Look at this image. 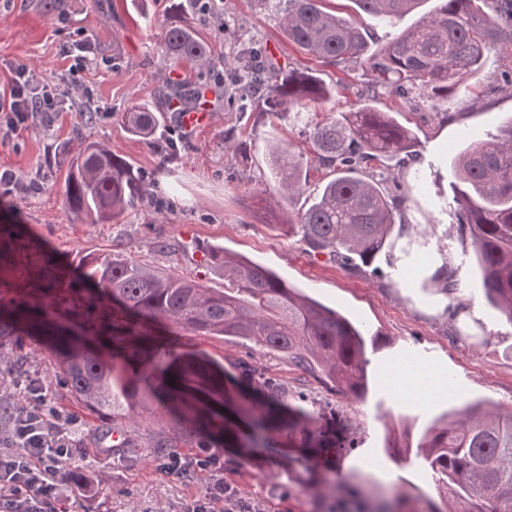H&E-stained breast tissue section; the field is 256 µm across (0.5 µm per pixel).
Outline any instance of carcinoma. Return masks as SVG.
<instances>
[{
	"label": "carcinoma",
	"instance_id": "cac0c4a2",
	"mask_svg": "<svg viewBox=\"0 0 512 512\" xmlns=\"http://www.w3.org/2000/svg\"><path fill=\"white\" fill-rule=\"evenodd\" d=\"M254 2L275 11L288 41L305 53L338 67L360 59L371 74L360 105L310 134L313 154L334 178L289 222L307 245L343 265L370 264L391 247L408 190L390 193L364 174L382 158L402 155L409 167L419 161L414 134L372 101L384 92L406 102L425 96L448 103L456 84L485 65L489 49L512 46V0H438L434 11L376 49L367 42L361 16L392 26L424 0H353L357 16L348 18L323 11L321 0ZM161 48L171 66L186 62L203 68L211 61L208 44L175 22L166 26ZM224 73L241 101L257 112L332 97V89L305 70H272L253 46L224 58ZM123 123L145 142H157L160 121L150 105H134ZM470 140L456 159L460 234L471 242L488 301L512 322V119L498 134ZM272 155L279 196L302 195V156L291 145L273 147ZM64 187L67 212L94 223L115 220L145 195L134 166L92 142L70 158ZM206 257L224 271L228 287L208 288L110 250L88 251L78 261L81 274L67 283L88 296V317L54 322V304L45 301L1 305L0 340L18 335L21 327L52 337L65 368L62 388L98 415L126 418L141 403L155 402L175 424L173 435L156 440L161 455L181 439L190 445L204 433L225 438L224 386L234 380L203 357L151 352L147 325L152 323L197 336L248 339L288 355L299 368L320 372L355 397L366 392L365 331L244 256L210 245ZM249 380L255 395L234 405L248 445L272 449L283 430L312 438L310 417L279 402L277 386L264 370H251ZM422 448L433 472L448 480V512H512L511 409L464 402L455 418L428 429Z\"/></svg>",
	"mask_w": 512,
	"mask_h": 512
}]
</instances>
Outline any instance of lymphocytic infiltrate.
I'll use <instances>...</instances> for the list:
<instances>
[{
	"label": "lymphocytic infiltrate",
	"mask_w": 512,
	"mask_h": 512,
	"mask_svg": "<svg viewBox=\"0 0 512 512\" xmlns=\"http://www.w3.org/2000/svg\"><path fill=\"white\" fill-rule=\"evenodd\" d=\"M55 107L52 93L14 88L9 98H0V110L9 109L11 114L5 135L21 130L32 114H45ZM13 438L14 447L0 448V512H67L70 495L61 487L57 468L61 462L76 459L78 449L69 447L59 423L38 403L16 407ZM217 465L214 457L196 455L170 458L167 468L182 477L192 472L215 475ZM201 512H241V506L215 475Z\"/></svg>",
	"instance_id": "f902f5d3"
}]
</instances>
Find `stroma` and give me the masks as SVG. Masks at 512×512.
I'll use <instances>...</instances> for the list:
<instances>
[{"label": "stroma", "instance_id": "35a3bbf8", "mask_svg": "<svg viewBox=\"0 0 512 512\" xmlns=\"http://www.w3.org/2000/svg\"><path fill=\"white\" fill-rule=\"evenodd\" d=\"M224 19L221 25L214 22L197 0H0V88L10 89L25 71L36 88L59 101L51 121L33 117L27 128L0 139V170L38 182L36 189L0 198V224L26 228L25 238L0 242V253L14 267L0 298L36 288L30 271L38 247L65 273L82 252L111 249L219 289L224 276L205 264L206 246L220 245L267 266L378 335L379 344L367 350V391L357 398L248 340L153 325L160 348L203 356L238 378L251 367L264 368L284 404L321 422L325 449L290 472L270 460H250L243 449L210 444L225 484L250 512H426L431 505L445 512L448 488L419 448L425 432L464 398L512 409V323L487 302L473 250L459 235L451 167L452 157L468 144L467 132L494 134L512 119V96L494 90L497 78L512 71V48L492 49L486 65L456 86L447 111L433 110L423 98L411 105L379 98L377 108L395 113L414 133L425 185L410 195L406 228L395 249L351 271L309 249L288 221L332 178L319 166L308 130L356 104L369 79L366 68L357 63L341 69L303 54L289 43L276 14L252 0H230ZM173 20L209 44L213 72L163 62L158 39ZM81 41L94 44V60L84 63L65 54L66 46ZM248 41L261 46L275 68L315 73L335 87V96L298 112L241 111L232 84L218 83L215 72ZM176 81L211 84L206 107L211 117L193 128L165 121L161 132L179 141L180 153L164 160L128 132L122 114L137 102L169 113L164 91ZM88 110L97 114L91 125L84 122ZM88 142L130 161L147 187L138 208L106 224L69 214L64 205L68 160ZM277 143L293 144L307 172L306 191L290 201L275 192L271 150ZM446 268L455 273L450 291L439 282ZM418 364L447 380V391L422 401L396 392V371ZM60 377L55 354L39 337L23 333L0 344V432L16 405L44 396L71 447L85 453L83 473L93 491L76 499V512H191L210 475L188 480L165 472L153 439L169 432V418L141 409L129 420L100 419L60 386ZM115 426L123 428L125 441L104 450L102 435ZM342 427L355 446L339 455L327 444ZM394 444L400 447L395 455ZM318 462L332 470L331 493L313 485Z\"/></svg>", "mask_w": 512, "mask_h": 512}]
</instances>
